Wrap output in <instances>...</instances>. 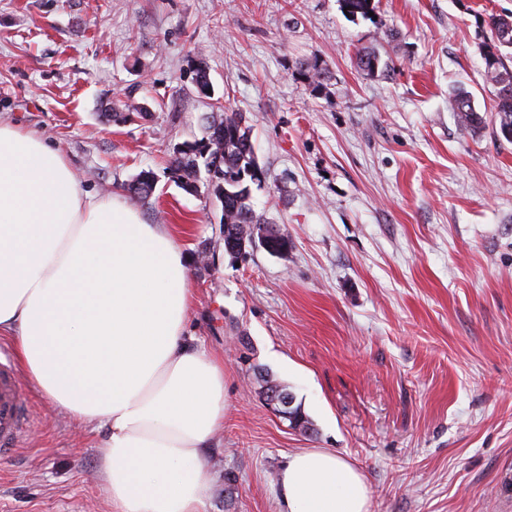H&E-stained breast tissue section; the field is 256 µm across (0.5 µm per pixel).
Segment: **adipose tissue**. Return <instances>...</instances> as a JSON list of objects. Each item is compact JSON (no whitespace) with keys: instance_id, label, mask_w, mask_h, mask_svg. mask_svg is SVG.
I'll list each match as a JSON object with an SVG mask.
<instances>
[{"instance_id":"1","label":"adipose tissue","mask_w":512,"mask_h":512,"mask_svg":"<svg viewBox=\"0 0 512 512\" xmlns=\"http://www.w3.org/2000/svg\"><path fill=\"white\" fill-rule=\"evenodd\" d=\"M191 271L170 225L82 188L42 137L0 123V337L34 388L102 425L112 512H202L204 461L224 423V361L186 331ZM288 512H368L334 452L289 456Z\"/></svg>"}]
</instances>
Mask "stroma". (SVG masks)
<instances>
[{"instance_id":"stroma-1","label":"stroma","mask_w":512,"mask_h":512,"mask_svg":"<svg viewBox=\"0 0 512 512\" xmlns=\"http://www.w3.org/2000/svg\"><path fill=\"white\" fill-rule=\"evenodd\" d=\"M512 0H0V123L44 138L84 189L155 191L129 204L173 225L192 271L187 329L224 360V426L202 512H286L290 454L325 448L369 489V512H512V142L484 79V21ZM378 52L368 75L357 49ZM203 57L210 95L192 83ZM331 75L314 90L298 69ZM484 118L462 131L457 89ZM148 103L147 118L104 119ZM242 113L262 221L287 257L224 251L222 209L170 160L206 118ZM312 424L291 428L262 375ZM33 426L0 458V512H110L102 429L31 384ZM300 72L307 77L315 90H321L329 80L328 71L318 58L299 61Z\"/></svg>"}]
</instances>
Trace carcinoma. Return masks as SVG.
<instances>
[{
  "mask_svg": "<svg viewBox=\"0 0 512 512\" xmlns=\"http://www.w3.org/2000/svg\"><path fill=\"white\" fill-rule=\"evenodd\" d=\"M343 13L351 18L369 17L377 8L375 0H340ZM484 77L497 87L494 110L500 131L512 138V68L505 63L512 55V14H495L486 21ZM300 72L314 89L320 90L329 80L328 71L314 59L299 62ZM356 66L373 73L378 69L379 57L372 49L361 48L356 53ZM194 84L201 94L211 89L209 71L203 59L196 61ZM451 108L460 127L473 131L482 123L470 94L460 90L451 100ZM254 154L250 127L240 112H224L208 122L207 134L193 143H186L176 151L171 162L172 178L185 190L197 189L201 171H206L213 195L222 200L224 209V240L237 241L240 249L252 245L250 236H242L243 227L262 224L251 205V183L241 177L249 167ZM155 189L153 173L142 171L127 186V190L140 200H147Z\"/></svg>",
  "mask_w": 512,
  "mask_h": 512,
  "instance_id": "carcinoma-1",
  "label": "carcinoma"
}]
</instances>
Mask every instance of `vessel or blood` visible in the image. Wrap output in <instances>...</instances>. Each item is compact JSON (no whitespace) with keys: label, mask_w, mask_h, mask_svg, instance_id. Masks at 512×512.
Returning <instances> with one entry per match:
<instances>
[{"label":"vessel or blood","mask_w":512,"mask_h":512,"mask_svg":"<svg viewBox=\"0 0 512 512\" xmlns=\"http://www.w3.org/2000/svg\"><path fill=\"white\" fill-rule=\"evenodd\" d=\"M29 423V402L9 353L0 349V456L20 445Z\"/></svg>","instance_id":"obj_1"}]
</instances>
